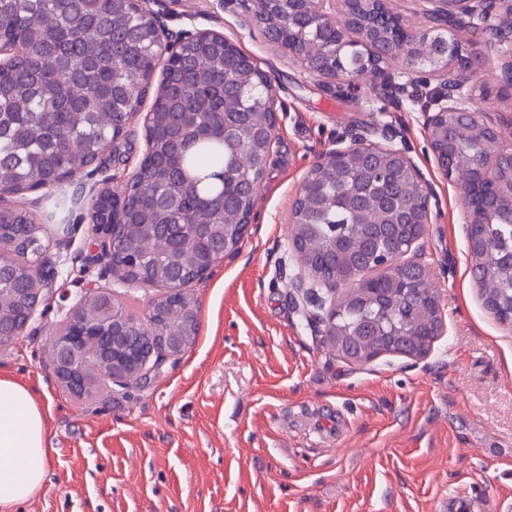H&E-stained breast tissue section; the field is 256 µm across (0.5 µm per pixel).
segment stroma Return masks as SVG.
<instances>
[{"label":"stroma","instance_id":"1","mask_svg":"<svg viewBox=\"0 0 512 512\" xmlns=\"http://www.w3.org/2000/svg\"><path fill=\"white\" fill-rule=\"evenodd\" d=\"M180 36L211 29L269 76L277 125L239 250L187 286L195 344L143 387L95 379L74 395L50 368L51 329L85 293L114 290L147 313L160 288L121 284L87 211L68 231L46 225L57 277L18 338L0 345V372L38 390L53 433L43 489L17 512H491L512 497V326L483 306L470 276L466 205L436 167L423 114L443 92L436 73L404 67L409 94L392 105L372 77L309 72L270 42L252 0H150ZM356 143L405 150L432 184V220L415 248L441 299L444 331L431 354L342 358L303 317L331 294L291 246V208L321 153ZM145 149L135 116L114 152L71 183L18 193L40 215L97 183L120 187Z\"/></svg>","mask_w":512,"mask_h":512}]
</instances>
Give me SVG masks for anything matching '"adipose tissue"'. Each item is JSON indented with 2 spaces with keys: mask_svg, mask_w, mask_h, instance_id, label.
Instances as JSON below:
<instances>
[{
  "mask_svg": "<svg viewBox=\"0 0 512 512\" xmlns=\"http://www.w3.org/2000/svg\"><path fill=\"white\" fill-rule=\"evenodd\" d=\"M51 451V428L34 388L0 373V512L38 494Z\"/></svg>",
  "mask_w": 512,
  "mask_h": 512,
  "instance_id": "adipose-tissue-1",
  "label": "adipose tissue"
}]
</instances>
